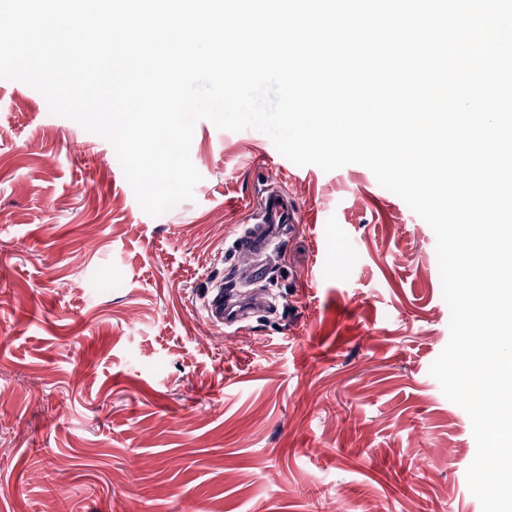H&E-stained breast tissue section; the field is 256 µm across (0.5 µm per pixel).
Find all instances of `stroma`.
Wrapping results in <instances>:
<instances>
[{"mask_svg":"<svg viewBox=\"0 0 512 512\" xmlns=\"http://www.w3.org/2000/svg\"><path fill=\"white\" fill-rule=\"evenodd\" d=\"M191 201L153 217L111 144L0 79V512H482L430 226L360 164L326 172L199 121ZM275 314L224 326L266 184Z\"/></svg>","mask_w":512,"mask_h":512,"instance_id":"obj_1","label":"stroma"}]
</instances>
